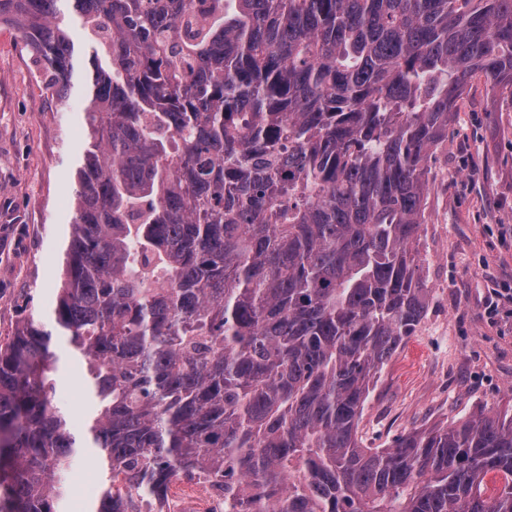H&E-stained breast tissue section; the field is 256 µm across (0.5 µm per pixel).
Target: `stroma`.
Listing matches in <instances>:
<instances>
[{"instance_id":"35a3bbf8","label":"stroma","mask_w":512,"mask_h":512,"mask_svg":"<svg viewBox=\"0 0 512 512\" xmlns=\"http://www.w3.org/2000/svg\"><path fill=\"white\" fill-rule=\"evenodd\" d=\"M87 89L75 76L66 99L46 90L18 33L0 27V336L18 324L50 322L68 244L75 170L88 137ZM430 193L419 251L430 290L416 333L383 368L362 417L365 445L433 425L450 426L480 410L512 411V321L485 314L491 288L512 283V97L481 77L466 90L448 139L428 160ZM58 357L54 401L75 431L94 405L85 371L67 338ZM105 471L83 453L66 471L69 512H93Z\"/></svg>"}]
</instances>
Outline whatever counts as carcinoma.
Listing matches in <instances>:
<instances>
[{
	"label": "carcinoma",
	"mask_w": 512,
	"mask_h": 512,
	"mask_svg": "<svg viewBox=\"0 0 512 512\" xmlns=\"http://www.w3.org/2000/svg\"><path fill=\"white\" fill-rule=\"evenodd\" d=\"M61 0H0L67 97ZM88 141L51 328L0 336V512H94L177 475L224 512H512V415L367 448L378 373L424 318L428 158L470 79L512 96V0H71ZM96 411L53 402V331ZM105 477V471L98 454L83 453L66 471L64 480L67 496L58 507L59 512H71L70 505L74 500H82L84 512L95 510L96 500Z\"/></svg>",
	"instance_id": "1"
}]
</instances>
